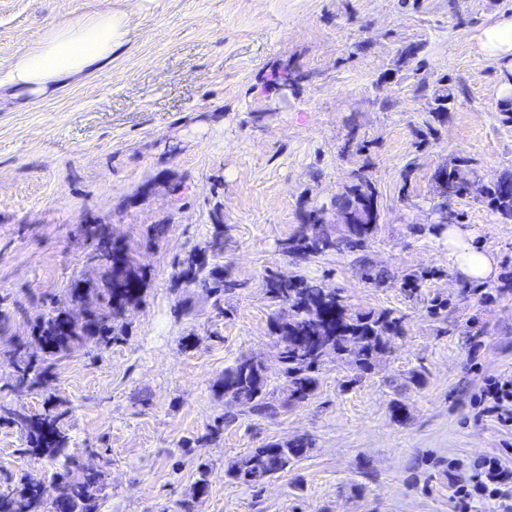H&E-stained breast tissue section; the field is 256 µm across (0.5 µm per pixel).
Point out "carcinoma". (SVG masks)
Here are the masks:
<instances>
[{
	"mask_svg": "<svg viewBox=\"0 0 512 512\" xmlns=\"http://www.w3.org/2000/svg\"><path fill=\"white\" fill-rule=\"evenodd\" d=\"M468 184L460 169L448 170V179L440 185V195H459ZM488 204L506 218H512V174H506L486 190ZM336 209L346 213L348 224L336 229L323 223L320 214L312 212L309 224L299 233L283 240L281 252L308 259L330 252L355 255L362 278L380 283L387 271L375 270L361 255L376 229L379 213L375 188L364 176L336 196ZM96 248L108 264L109 272L98 289L101 305L93 308L85 302V289L71 291L72 308L57 309L34 325L32 339L41 355H27V343L13 345L9 357L15 386L32 388L45 385L55 365L69 356L88 337L109 344L119 339L121 330L114 321L132 303L141 299L144 274L136 265L129 249L112 240L102 225L90 230ZM224 249V232L214 228L204 246L183 260L178 278L205 290L221 301L224 294L237 288L229 272L216 277L204 273L205 252ZM426 272L404 277L405 297L421 296ZM269 298L286 305L291 314L275 319V335L282 369L288 379V396L281 401L267 389L261 363L246 358L224 370L220 387L224 393V413L212 426L217 435L224 426L243 416L273 419L284 405H297L310 400L319 384L317 373L322 359L329 353L366 373L377 359L389 352L390 340L403 335L404 316L392 311L350 312L344 298L325 290L320 283L304 277L284 278L271 271L265 280ZM428 313L448 319V300L434 296L427 301ZM66 412L46 409L41 413L21 412L0 406V423L13 426L24 434L25 454L62 460L63 471L53 475L57 484L54 500L56 512H99V494L104 487L105 471H85L79 458L69 452ZM309 439L299 437L291 442L270 443L233 463L228 475L241 484L256 486L263 480L288 470L294 461L308 452ZM0 512H45L38 486L20 475L14 483L0 485Z\"/></svg>",
	"mask_w": 512,
	"mask_h": 512,
	"instance_id": "cac0c4a2",
	"label": "carcinoma"
}]
</instances>
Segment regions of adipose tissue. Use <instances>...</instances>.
Returning <instances> with one entry per match:
<instances>
[{
    "label": "adipose tissue",
    "mask_w": 512,
    "mask_h": 512,
    "mask_svg": "<svg viewBox=\"0 0 512 512\" xmlns=\"http://www.w3.org/2000/svg\"><path fill=\"white\" fill-rule=\"evenodd\" d=\"M129 15L106 9L95 15L49 28L34 43L22 46L13 58L0 62V109H18L55 97L69 85L86 81L112 66V52L128 35ZM478 40L491 57L512 73V16L483 28ZM443 236L458 276L486 282L497 275L495 256L476 234L449 225Z\"/></svg>",
    "instance_id": "ef3b65f1"
}]
</instances>
